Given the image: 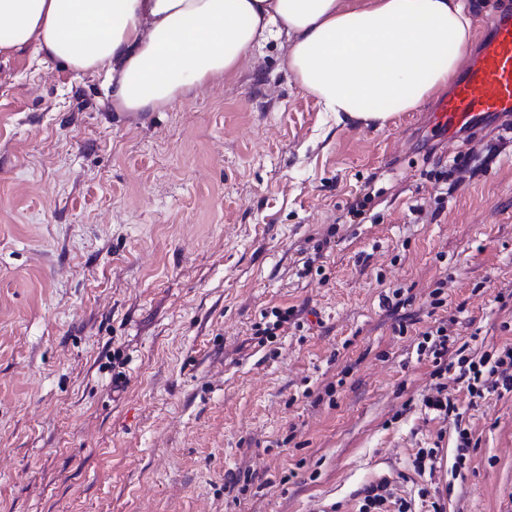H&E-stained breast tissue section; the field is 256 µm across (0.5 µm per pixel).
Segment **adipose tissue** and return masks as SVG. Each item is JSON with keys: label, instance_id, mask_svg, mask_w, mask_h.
Masks as SVG:
<instances>
[{"label": "adipose tissue", "instance_id": "adipose-tissue-1", "mask_svg": "<svg viewBox=\"0 0 512 512\" xmlns=\"http://www.w3.org/2000/svg\"><path fill=\"white\" fill-rule=\"evenodd\" d=\"M283 34L323 111L382 128L447 85L472 20L461 0H0V57L105 74L113 111L137 117L223 82Z\"/></svg>", "mask_w": 512, "mask_h": 512}]
</instances>
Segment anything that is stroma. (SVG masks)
Here are the masks:
<instances>
[{"label":"stroma","mask_w":512,"mask_h":512,"mask_svg":"<svg viewBox=\"0 0 512 512\" xmlns=\"http://www.w3.org/2000/svg\"><path fill=\"white\" fill-rule=\"evenodd\" d=\"M288 43L149 118L0 59V512H358L383 480L512 512V393L467 409L454 470L417 351L449 318L465 355L512 343V132L411 137L427 102L336 123Z\"/></svg>","instance_id":"35a3bbf8"}]
</instances>
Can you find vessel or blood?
Returning <instances> with one entry per match:
<instances>
[{"label": "vessel or blood", "mask_w": 512, "mask_h": 512, "mask_svg": "<svg viewBox=\"0 0 512 512\" xmlns=\"http://www.w3.org/2000/svg\"><path fill=\"white\" fill-rule=\"evenodd\" d=\"M482 35L448 93L434 103L425 124L431 137L486 128L512 116V13L480 19Z\"/></svg>", "instance_id": "b4317fda"}]
</instances>
